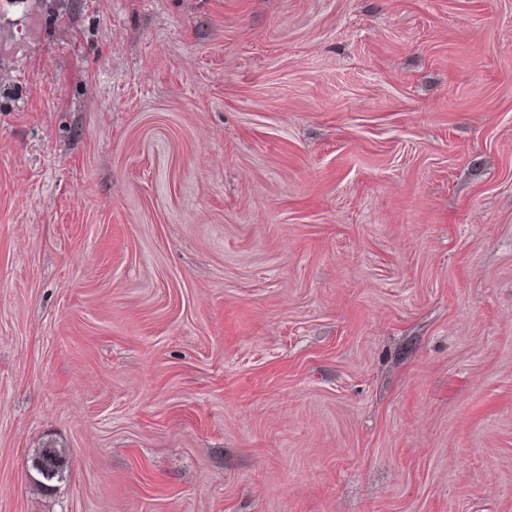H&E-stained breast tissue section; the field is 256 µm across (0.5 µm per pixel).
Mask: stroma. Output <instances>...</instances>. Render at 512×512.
Returning <instances> with one entry per match:
<instances>
[{
    "instance_id": "1",
    "label": "stroma",
    "mask_w": 512,
    "mask_h": 512,
    "mask_svg": "<svg viewBox=\"0 0 512 512\" xmlns=\"http://www.w3.org/2000/svg\"><path fill=\"white\" fill-rule=\"evenodd\" d=\"M0 512H512V0H0ZM41 461L42 463L50 466L51 471L48 475L43 474L36 466L35 462ZM69 464V458L67 453L61 448L54 446H45L43 448H37L31 457V470L34 471L38 478L33 477V481L43 488L50 489L51 485L48 482L54 480H62L67 472Z\"/></svg>"
}]
</instances>
